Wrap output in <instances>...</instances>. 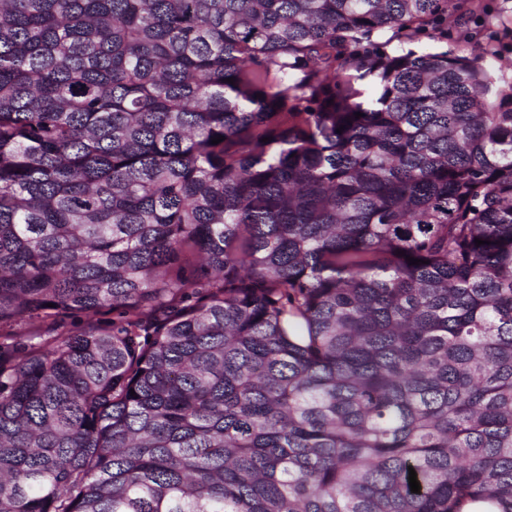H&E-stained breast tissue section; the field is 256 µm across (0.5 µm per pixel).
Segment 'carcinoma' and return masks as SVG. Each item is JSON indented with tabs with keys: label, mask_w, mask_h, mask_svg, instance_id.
Masks as SVG:
<instances>
[{
	"label": "carcinoma",
	"mask_w": 512,
	"mask_h": 512,
	"mask_svg": "<svg viewBox=\"0 0 512 512\" xmlns=\"http://www.w3.org/2000/svg\"><path fill=\"white\" fill-rule=\"evenodd\" d=\"M461 10L0 0V512H512V58Z\"/></svg>",
	"instance_id": "cac0c4a2"
}]
</instances>
